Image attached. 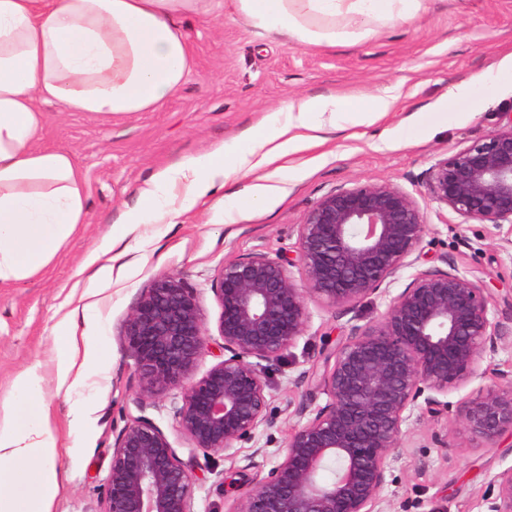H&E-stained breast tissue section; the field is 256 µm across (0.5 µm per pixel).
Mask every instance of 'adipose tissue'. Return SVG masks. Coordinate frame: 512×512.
I'll return each instance as SVG.
<instances>
[{
  "label": "adipose tissue",
  "mask_w": 512,
  "mask_h": 512,
  "mask_svg": "<svg viewBox=\"0 0 512 512\" xmlns=\"http://www.w3.org/2000/svg\"><path fill=\"white\" fill-rule=\"evenodd\" d=\"M427 0H0V287L46 273L83 224L85 178L71 152L41 143L46 107L110 119L162 109L192 67L183 18L235 19L257 34L310 45L360 40L376 26L420 19ZM379 94L355 102L333 94L303 96L270 110L241 134V147L217 145L177 159L139 187V206L112 243L144 224H172L234 174L292 169L296 154L321 143L345 116L371 125L389 111ZM87 331L90 314L82 317ZM74 313L55 355L58 388H80L95 363ZM40 365L16 374V400L0 414V512H52L64 476L56 465L61 438L40 399Z\"/></svg>",
  "instance_id": "ef3b65f1"
}]
</instances>
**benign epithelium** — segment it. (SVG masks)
I'll use <instances>...</instances> for the list:
<instances>
[{
	"mask_svg": "<svg viewBox=\"0 0 512 512\" xmlns=\"http://www.w3.org/2000/svg\"><path fill=\"white\" fill-rule=\"evenodd\" d=\"M429 197L467 221L512 224V113L493 133L436 162ZM415 199L388 182L358 183L319 199L297 225L295 257L264 251L224 265L213 288L221 309L223 357L202 375L210 336L194 289L174 275L153 280L126 320L143 407L180 393L177 426L197 451L233 459L271 423L269 372L304 335L307 299L353 309L388 299L381 320L355 326L324 357L317 386L328 396L288 436L283 460L269 470L238 512H378L388 458L417 410L448 412L444 396L482 375L481 362L506 336L479 283L448 269L417 271L393 295L399 270L413 265L425 232ZM299 265L303 281L291 268ZM469 401L463 424L490 441L512 430V381ZM336 465L332 480L323 472ZM195 456L179 457L150 419L117 435L106 486L107 512H195ZM487 512H512V468L482 495Z\"/></svg>",
	"mask_w": 512,
	"mask_h": 512,
	"instance_id": "obj_1",
	"label": "benign epithelium"
}]
</instances>
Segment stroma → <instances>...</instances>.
Masks as SVG:
<instances>
[{
	"mask_svg": "<svg viewBox=\"0 0 512 512\" xmlns=\"http://www.w3.org/2000/svg\"><path fill=\"white\" fill-rule=\"evenodd\" d=\"M194 66L179 92L156 112H138L112 121L81 112L49 108L42 143L69 150L85 176L87 218L36 279L0 288V406L13 397L14 375L40 364L42 394L62 436L57 465L66 473L53 512H107L106 482L119 431L145 414L168 437L181 457L190 442L176 430L173 404L138 410L135 358L122 329L140 295L155 278L180 277L195 288L209 335H216L220 307L212 286L225 263L257 249L288 254L297 226L324 195L368 181H385L409 193L426 223L415 267L401 269L392 285L400 292L415 269L449 260L468 278L492 292L491 306L511 333L485 352L487 374L450 390L448 412L436 418L414 413L402 447L389 457L382 512H486L482 493L497 473L512 467V432L495 441L470 437L462 427L465 401L512 371V246L504 230L464 220L426 193L425 176L437 160L453 155L497 130L502 112L512 109V81L492 90L475 89L477 107L453 105L450 92L479 73L512 63V0H428L423 17L395 23L355 43L316 46L277 35H257L243 22L183 24ZM395 101L383 117L358 131L325 129L322 145L297 154L294 168L274 174L278 194L258 209L225 210L255 176H234L177 224H145L140 238H126L120 265L92 277L88 263L107 243L113 225L137 206V189L152 173L194 156L256 125L275 108L317 94L354 101L383 92ZM444 110L448 118L427 129L422 115ZM88 307L97 314L102 373L83 390L93 405L94 424L78 449L66 413L71 400L56 386L55 348L61 312ZM382 298L364 299L347 311L309 299L305 336L285 350L273 373L268 409L274 422L259 428L253 447L236 459L212 453L198 457L194 488L196 512H235L240 502L284 456L289 434L307 412L327 397L314 386L327 352L349 336L352 326L377 322ZM448 439L447 447L435 443ZM260 455H253V448Z\"/></svg>",
	"mask_w": 512,
	"mask_h": 512,
	"instance_id": "1",
	"label": "stroma"
}]
</instances>
